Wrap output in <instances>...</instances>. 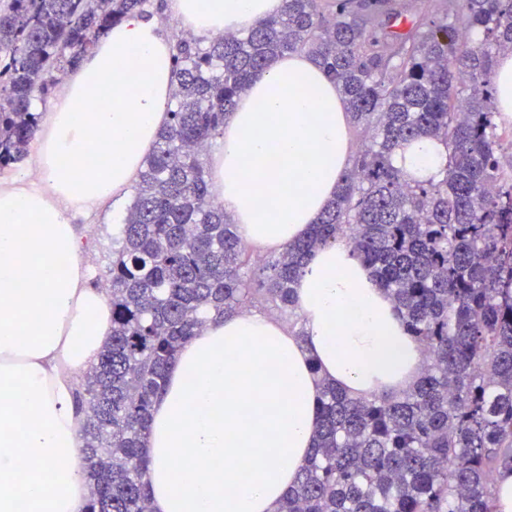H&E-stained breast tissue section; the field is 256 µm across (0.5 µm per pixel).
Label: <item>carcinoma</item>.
Masks as SVG:
<instances>
[{"mask_svg": "<svg viewBox=\"0 0 512 512\" xmlns=\"http://www.w3.org/2000/svg\"><path fill=\"white\" fill-rule=\"evenodd\" d=\"M285 0L281 14L208 44L179 39L169 125L143 159L112 263L96 279L112 342L76 388L84 512H149L144 442L180 348L208 315L256 303L297 325L294 284L348 240L424 350L397 393L327 385L313 448L280 512H496L512 468V159L500 156L498 58L512 0ZM148 0H0V168L26 155L47 98L114 24ZM303 52L366 138L308 235L273 261L242 243L202 156L270 59ZM424 139L448 161L411 178L396 153ZM496 512H512V471L501 469L495 482Z\"/></svg>", "mask_w": 512, "mask_h": 512, "instance_id": "carcinoma-1", "label": "carcinoma"}]
</instances>
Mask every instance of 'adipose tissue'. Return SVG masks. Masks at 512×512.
Here are the masks:
<instances>
[{"label": "adipose tissue", "mask_w": 512, "mask_h": 512, "mask_svg": "<svg viewBox=\"0 0 512 512\" xmlns=\"http://www.w3.org/2000/svg\"><path fill=\"white\" fill-rule=\"evenodd\" d=\"M284 0H169L184 33L240 32ZM173 41L135 14L66 78L30 144L39 177L0 181V512H83L78 375L112 336L73 223L112 206L169 120ZM350 152L346 105L309 57L271 60L224 120L211 190L256 249L302 239L333 199ZM436 145L399 151L416 178ZM65 268H58V259ZM305 336L243 310L209 320L171 363L146 441L152 512H278L318 426L324 385L353 398L400 391L423 353L347 241L320 248L296 284Z\"/></svg>", "instance_id": "adipose-tissue-1"}]
</instances>
